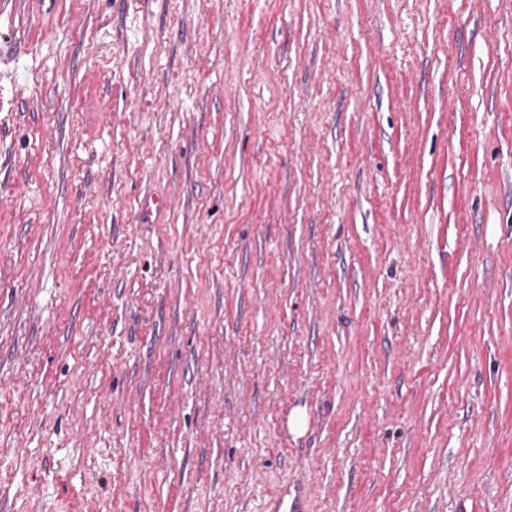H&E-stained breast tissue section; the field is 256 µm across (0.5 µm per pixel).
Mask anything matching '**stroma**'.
<instances>
[{
    "label": "stroma",
    "mask_w": 512,
    "mask_h": 512,
    "mask_svg": "<svg viewBox=\"0 0 512 512\" xmlns=\"http://www.w3.org/2000/svg\"><path fill=\"white\" fill-rule=\"evenodd\" d=\"M298 486L512 512V0H0V512Z\"/></svg>",
    "instance_id": "35a3bbf8"
}]
</instances>
